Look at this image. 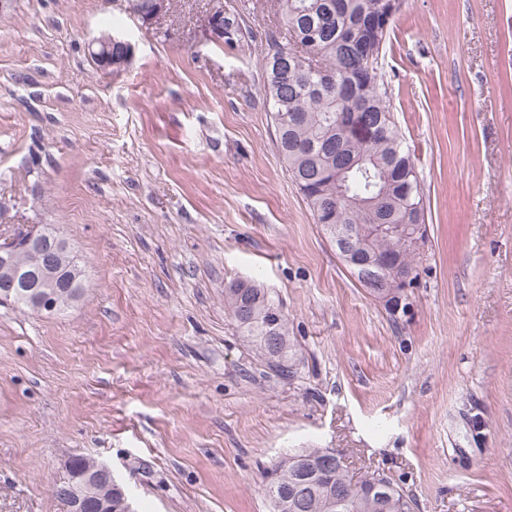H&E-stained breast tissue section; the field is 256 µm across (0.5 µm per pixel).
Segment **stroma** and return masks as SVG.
Masks as SVG:
<instances>
[{
    "instance_id": "obj_1",
    "label": "stroma",
    "mask_w": 512,
    "mask_h": 512,
    "mask_svg": "<svg viewBox=\"0 0 512 512\" xmlns=\"http://www.w3.org/2000/svg\"><path fill=\"white\" fill-rule=\"evenodd\" d=\"M231 3L244 47L207 29ZM268 0L0 13V234L54 224L87 270L57 316L0 305V512H68L107 463L133 512H270L296 448L384 473L416 512H512V0H402L378 68L415 153L428 244L396 313L350 276L279 155ZM130 41L125 71L88 42ZM258 280L288 318L271 372L224 311ZM160 4V8L156 12V14L151 17H144L135 7V4L133 3V0H113L112 3H118L121 6L122 10L129 14L131 17L135 18L136 20L140 21L143 26H149L153 22L156 21L161 15L165 14L167 11L166 4L167 0H156ZM156 1L155 0H138L136 1L137 8L141 10V12L145 13L146 15L153 14L155 12L156 8ZM113 47H118L123 50L124 58L122 60L113 62ZM88 51L91 58L98 64V67L112 74H118L125 69L128 59L133 54V46L130 42L118 35L100 34L90 41Z\"/></svg>"
}]
</instances>
